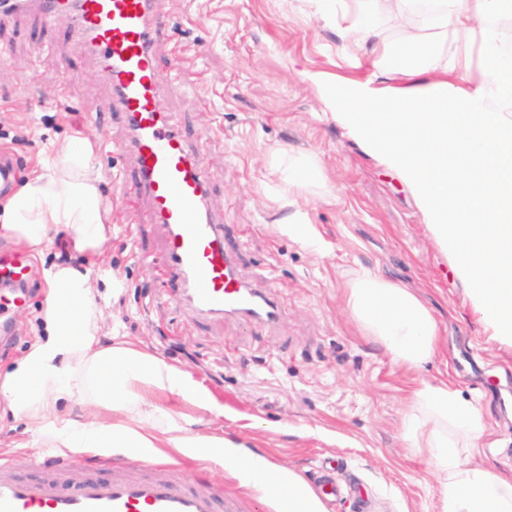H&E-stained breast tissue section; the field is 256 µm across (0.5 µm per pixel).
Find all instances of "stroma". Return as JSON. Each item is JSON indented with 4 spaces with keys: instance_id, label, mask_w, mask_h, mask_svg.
Wrapping results in <instances>:
<instances>
[{
    "instance_id": "1",
    "label": "stroma",
    "mask_w": 512,
    "mask_h": 512,
    "mask_svg": "<svg viewBox=\"0 0 512 512\" xmlns=\"http://www.w3.org/2000/svg\"><path fill=\"white\" fill-rule=\"evenodd\" d=\"M167 24L160 31L158 75L169 82L179 57L186 89L164 105L176 112L199 149L238 248L243 276L270 290L281 320L271 329L227 319L200 324L178 308L177 288L161 274L159 224L134 221L135 204L119 188L129 158L112 153L124 135L119 114L91 57L74 47L66 16L45 25L37 13L0 19V154L26 177L54 142L100 144L93 173L112 203V239L103 260L72 253V266L89 269L108 335L147 348L189 372L224 414H201L167 393L156 402L189 418L196 431L242 444L317 481L329 458L339 459L341 496L325 512H436L437 488L426 464L406 448L401 420L413 375L394 366L379 344L362 336L345 310L341 291L349 273L368 266L415 290L438 320L443 340L423 378L445 380L483 408L488 429L485 461L512 470V352L485 336L423 216L402 184L330 120L308 76L333 78L337 99L347 79L373 71L341 58L333 22L308 17L299 0H158ZM74 80H66V73ZM24 144H16L15 136ZM285 147L314 154L337 199L299 198L319 232L321 252L280 233L290 208L273 198L270 151ZM59 261L48 245L25 303H10L0 288L5 318L0 371L10 369L41 337L45 271ZM45 441L0 411V453L14 471L32 476V456ZM186 480L207 472L235 495L240 512H277L273 494L232 475L216 455L162 449Z\"/></svg>"
}]
</instances>
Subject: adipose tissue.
<instances>
[{"label":"adipose tissue","instance_id":"adipose-tissue-1","mask_svg":"<svg viewBox=\"0 0 512 512\" xmlns=\"http://www.w3.org/2000/svg\"><path fill=\"white\" fill-rule=\"evenodd\" d=\"M337 2L347 60L379 71L391 87L351 81L341 106L321 76L312 82L331 119L413 198L485 334L512 349V66L493 53L504 38L496 20L506 0H431L427 8L420 0ZM474 48L482 65L472 78ZM271 156L285 205L306 193L334 200L315 156L283 149ZM92 159L89 142L56 143L0 199V230L37 255L63 230L75 251L99 257L110 241L112 206L91 175ZM279 230L320 247L304 210L295 208ZM47 288L44 339L0 375V400L34 434L72 448L209 449L263 490L278 491L274 472L299 484L292 471L242 456L224 437L189 431L181 413L155 403L154 394L169 393L205 413L221 410L201 383L164 358L130 342H103L105 314L87 274L56 266ZM342 302L394 365L417 375L437 354L441 329L431 310L376 270H353ZM69 401L86 408L87 421L71 417ZM401 429L435 479L438 512H512V471L479 456L487 422L474 399L417 376Z\"/></svg>","mask_w":512,"mask_h":512}]
</instances>
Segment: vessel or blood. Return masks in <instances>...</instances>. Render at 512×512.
<instances>
[{
	"label": "vessel or blood",
	"instance_id": "b4317fda",
	"mask_svg": "<svg viewBox=\"0 0 512 512\" xmlns=\"http://www.w3.org/2000/svg\"><path fill=\"white\" fill-rule=\"evenodd\" d=\"M39 7L44 20L67 13L78 52L96 58L120 113L126 138L114 150L135 163L131 190L149 221L166 228L160 265L182 290L184 302L210 320L275 326L281 311L272 293L242 277L224 217L210 203V183L174 113L162 104L156 44L161 20L155 0H0V13ZM28 254L0 248V282L24 287L31 277ZM78 460L65 454L34 458L33 468L56 469L53 477L16 476L0 458V512H236L223 486L183 482L173 463L151 461L138 475L98 457V470L74 482L62 473Z\"/></svg>",
	"mask_w": 512,
	"mask_h": 512
}]
</instances>
